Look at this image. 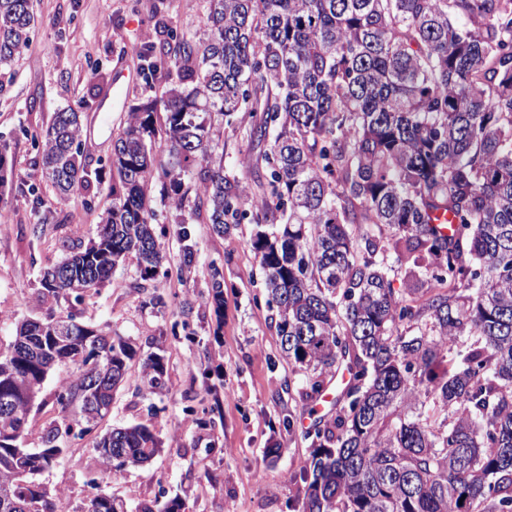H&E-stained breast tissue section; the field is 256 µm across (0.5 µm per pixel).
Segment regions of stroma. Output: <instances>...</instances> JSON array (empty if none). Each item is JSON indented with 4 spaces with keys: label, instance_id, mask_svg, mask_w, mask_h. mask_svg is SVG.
Wrapping results in <instances>:
<instances>
[{
    "label": "stroma",
    "instance_id": "1",
    "mask_svg": "<svg viewBox=\"0 0 512 512\" xmlns=\"http://www.w3.org/2000/svg\"><path fill=\"white\" fill-rule=\"evenodd\" d=\"M155 0H32L30 41L0 66V142L10 146L12 175L0 193V348L11 342L17 322L61 317L67 312L109 334L131 338L142 353L162 344L165 386L143 392L141 360H133L112 397L110 414L44 476L60 492L57 512H78L97 487L122 499L129 512L154 501L179 499L182 512H289L301 493L299 473L309 443L299 426L313 423L315 406L302 401L301 381L280 349L260 286L259 266L249 241L251 225L232 236L213 233L193 220L190 207H171L166 179L155 175L152 206L162 230L164 277L141 282L135 258L112 273L104 288L85 293L82 303L47 298L43 270L59 264L63 241H88L112 205L108 160L112 141L125 126L131 99L141 91L136 45L155 37ZM205 0H164L163 16L178 34H202ZM82 116L81 139L101 182L60 199L39 166V135L55 112ZM56 222L32 228L43 213ZM187 225L195 262L185 266L176 236ZM224 268V317L216 319L202 297L210 263ZM160 294L165 304L148 299ZM71 369L51 372L29 415L22 447L41 448L44 430L61 417L56 402ZM293 415L297 427L281 424ZM155 426L163 450L151 462L107 481L94 450L97 435L115 427Z\"/></svg>",
    "mask_w": 512,
    "mask_h": 512
}]
</instances>
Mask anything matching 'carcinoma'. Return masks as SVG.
Here are the masks:
<instances>
[{
    "mask_svg": "<svg viewBox=\"0 0 512 512\" xmlns=\"http://www.w3.org/2000/svg\"><path fill=\"white\" fill-rule=\"evenodd\" d=\"M30 0H0V65L27 44ZM204 38L162 25L134 47L142 89L112 147V208L97 237L47 270L44 293L103 285L127 258L143 281L163 255L150 191L158 170L180 208L181 173L198 169L192 216L228 235L254 225L265 303L282 352L315 402L346 374L308 429L303 497L292 512H512V0H206ZM237 113L259 150L251 178L214 158L205 115ZM42 174L59 195L99 172L81 149V118L55 113ZM186 266L190 230L178 231ZM403 270L402 287L388 272ZM205 303L224 314V270ZM16 325L0 351V512H57L42 480L89 432L88 365L108 364L107 405L136 345L67 315ZM62 383V423L43 447H19L48 374ZM147 391L164 356L143 358ZM149 425L115 427L94 450L107 477L151 460ZM81 512H128L100 489Z\"/></svg>",
    "mask_w": 512,
    "mask_h": 512,
    "instance_id": "carcinoma-1",
    "label": "carcinoma"
}]
</instances>
